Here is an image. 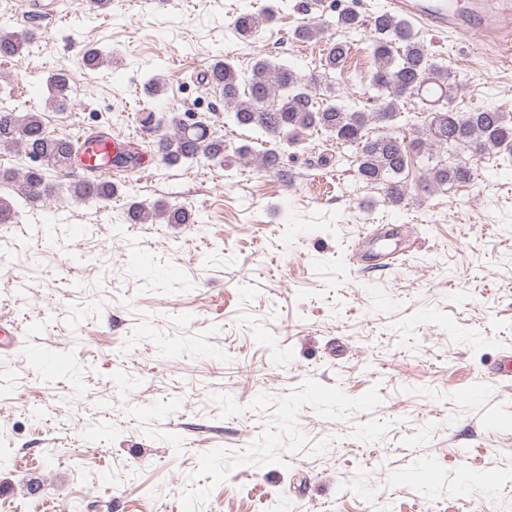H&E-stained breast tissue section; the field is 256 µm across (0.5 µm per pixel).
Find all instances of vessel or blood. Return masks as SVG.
<instances>
[{
  "instance_id": "vessel-or-blood-1",
  "label": "vessel or blood",
  "mask_w": 512,
  "mask_h": 512,
  "mask_svg": "<svg viewBox=\"0 0 512 512\" xmlns=\"http://www.w3.org/2000/svg\"><path fill=\"white\" fill-rule=\"evenodd\" d=\"M389 12L410 18L417 25L436 32L468 31L473 40L472 51H479L480 37L495 34L503 42H512V0H471L462 7L456 0H387ZM110 138L92 135L89 148L83 149L80 160L84 168L97 167L101 150L116 149ZM408 227H379L369 232L358 252L359 263L371 258L393 260L404 254V242L409 241Z\"/></svg>"
}]
</instances>
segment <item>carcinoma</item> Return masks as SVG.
I'll return each instance as SVG.
<instances>
[{"label": "carcinoma", "instance_id": "carcinoma-1", "mask_svg": "<svg viewBox=\"0 0 512 512\" xmlns=\"http://www.w3.org/2000/svg\"><path fill=\"white\" fill-rule=\"evenodd\" d=\"M275 11L264 15L242 13L233 28L242 40L257 37L271 25ZM336 26L347 33H368L369 48L375 61L370 86L376 94L350 101L341 96H318L313 87L295 68L286 62L261 58L251 74H241L227 59H217L202 75L224 102V112L241 126L260 131L278 144H297L307 137L324 132L336 141V148H355L357 174L360 180L386 185L393 203L403 200L405 191L395 181L407 164L409 150L432 158L434 152L466 151L477 155L489 147L512 146V113L496 107L458 112L450 107L458 91L456 75L438 62L406 21L385 12L366 15L354 5L337 12ZM323 28L315 22H303L292 32L294 40L309 43L321 39ZM30 44L29 35L0 29V57L12 58ZM350 47L345 41L330 43L321 59L318 80L340 83ZM111 60L100 49L89 50L83 58L84 67L99 68ZM428 79L443 83L452 90L441 101L420 99L427 113L424 137L411 143L400 138L396 119L403 103L418 98L420 86ZM73 74L61 69L48 81L49 100L63 102L73 91ZM142 129L151 135L155 155L164 163L176 165L201 158L225 163L228 161L224 137L204 119L192 120L187 113H141ZM0 146L15 147L30 164L18 183V196L23 203L39 202L53 192L54 185L45 176L48 170L64 171L78 159L80 146L74 139L47 130L38 112H18L0 98ZM138 157L121 151L90 170V175L70 184L74 197L85 202H103L112 198L115 185L112 169L137 162ZM267 172L286 176L283 155L276 148L265 150L258 159ZM429 181L443 187L469 178L464 166L450 167L437 162L428 172ZM131 224H187L189 215L180 207L164 202L145 206L134 202L126 211Z\"/></svg>", "mask_w": 512, "mask_h": 512}]
</instances>
